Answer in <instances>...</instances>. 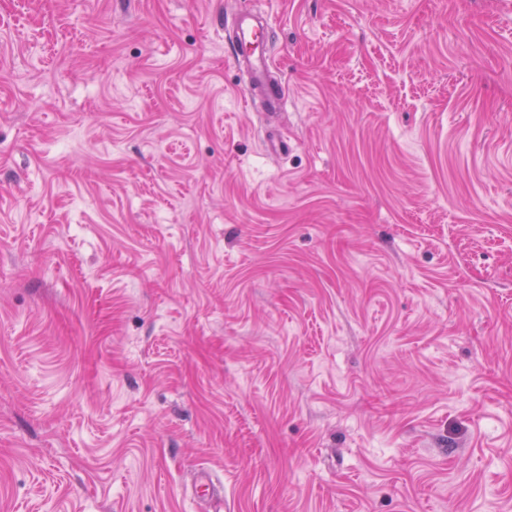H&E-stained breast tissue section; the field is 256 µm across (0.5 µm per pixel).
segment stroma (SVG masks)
<instances>
[{"label":"stroma","instance_id":"stroma-1","mask_svg":"<svg viewBox=\"0 0 512 512\" xmlns=\"http://www.w3.org/2000/svg\"><path fill=\"white\" fill-rule=\"evenodd\" d=\"M0 512H512V0H0ZM264 23L256 16H239L230 38L235 67L247 75L245 93L248 101L258 100L265 112H279L286 102V93L279 80L272 78L273 56L265 47Z\"/></svg>","mask_w":512,"mask_h":512}]
</instances>
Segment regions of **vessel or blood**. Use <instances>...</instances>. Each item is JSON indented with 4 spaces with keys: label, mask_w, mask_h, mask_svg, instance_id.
I'll return each instance as SVG.
<instances>
[{
    "label": "vessel or blood",
    "mask_w": 512,
    "mask_h": 512,
    "mask_svg": "<svg viewBox=\"0 0 512 512\" xmlns=\"http://www.w3.org/2000/svg\"><path fill=\"white\" fill-rule=\"evenodd\" d=\"M235 67L247 75L245 93L249 101L260 102L266 112L280 111L286 101L281 81L272 77L274 61L265 47V29L257 17L239 16L230 39Z\"/></svg>",
    "instance_id": "1"
}]
</instances>
